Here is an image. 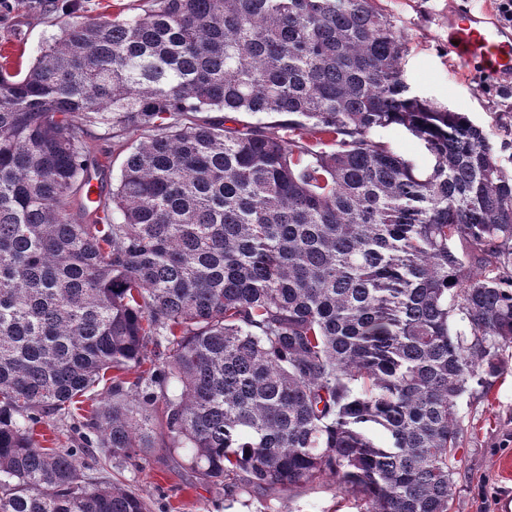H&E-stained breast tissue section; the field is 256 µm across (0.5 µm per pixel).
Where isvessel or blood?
<instances>
[{"mask_svg":"<svg viewBox=\"0 0 512 512\" xmlns=\"http://www.w3.org/2000/svg\"><path fill=\"white\" fill-rule=\"evenodd\" d=\"M449 52L462 72L477 68L512 84V30L495 20L490 9H448Z\"/></svg>","mask_w":512,"mask_h":512,"instance_id":"obj_1","label":"vessel or blood"}]
</instances>
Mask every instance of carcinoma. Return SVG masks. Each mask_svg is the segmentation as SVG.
<instances>
[{"label":"carcinoma","instance_id":"cac0c4a2","mask_svg":"<svg viewBox=\"0 0 512 512\" xmlns=\"http://www.w3.org/2000/svg\"><path fill=\"white\" fill-rule=\"evenodd\" d=\"M407 50L378 0H150L0 71V512H151L42 444L56 416L231 499L329 477L364 512H449L458 402L512 346V176L410 92ZM97 125L150 135L89 223ZM375 138L385 142L391 150L410 161L421 174L428 173L433 165V158L423 143L409 134L403 127L393 125L375 133Z\"/></svg>","mask_w":512,"mask_h":512}]
</instances>
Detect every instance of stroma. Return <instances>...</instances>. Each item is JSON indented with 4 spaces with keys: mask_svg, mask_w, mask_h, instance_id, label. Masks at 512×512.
<instances>
[{
    "mask_svg": "<svg viewBox=\"0 0 512 512\" xmlns=\"http://www.w3.org/2000/svg\"><path fill=\"white\" fill-rule=\"evenodd\" d=\"M379 4L408 40L402 68L412 92L482 126L502 169L512 175V92L480 91L473 77L460 75L448 53V0ZM146 6L147 0H55L47 12L38 0H16L9 17L0 21V65L12 74L26 69L59 23L125 17ZM144 137L141 131L114 137L105 128H92L89 144L99 162L102 200H110L132 145ZM375 137L417 172L431 170L433 159L423 143L403 127L382 129ZM499 357L500 376L490 391L473 387L458 403L464 437L451 512H498L503 500L512 498V347L500 350ZM79 461L87 474L122 482L150 501L153 512H360L357 499L328 478L281 495L244 493L231 502L159 452L118 467L104 449L92 447L80 453Z\"/></svg>",
    "mask_w": 512,
    "mask_h": 512,
    "instance_id": "35a3bbf8",
    "label": "stroma"
}]
</instances>
